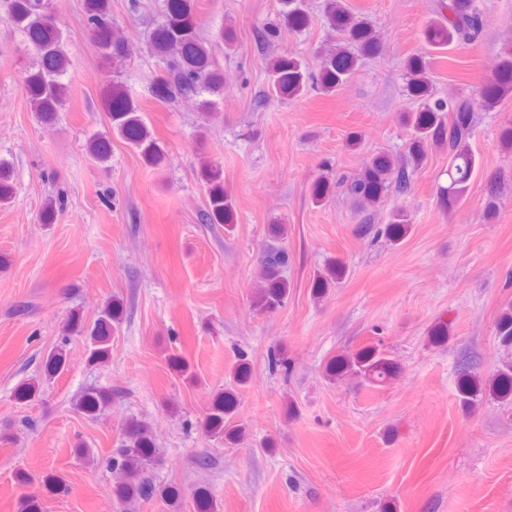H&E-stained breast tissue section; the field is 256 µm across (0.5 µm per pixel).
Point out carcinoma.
I'll list each match as a JSON object with an SVG mask.
<instances>
[{
    "mask_svg": "<svg viewBox=\"0 0 512 512\" xmlns=\"http://www.w3.org/2000/svg\"><path fill=\"white\" fill-rule=\"evenodd\" d=\"M282 25L293 32L306 29L310 15L305 0H284ZM7 20L25 34L27 42L39 59L37 70L26 75L25 81L32 94L36 111L54 113L66 97L63 77L71 65L65 49L63 33L58 22L51 19L47 0H6ZM327 22L341 36L343 45L328 50L320 57L318 73L308 63L288 55H275L268 61L269 94L276 97L299 98L312 86L324 94L341 89L352 77L361 58L381 51L376 31L366 20L354 15L346 0H324ZM434 20L424 32L427 50L446 51L461 43L474 41L483 28V15L475 0H436ZM88 23L96 33L97 44L103 55L121 57L128 54L125 43L112 29L108 0H87ZM280 25V26H282ZM280 26L264 25L258 32L260 46L270 49L280 38ZM153 53L163 64V73L156 76L155 86L163 87L164 95L194 97L203 111L212 109V97L224 92V73L215 68L212 42L198 32L191 0H166L165 20L151 34ZM110 92L106 101L113 127L129 143L140 149L149 159L161 153L158 142L139 115V108L119 75L109 80ZM407 90L418 101V106L401 113V124L408 130L407 150L400 157L387 153L369 156L353 177L344 180L345 191L356 210L375 209L386 194L405 195L411 189L413 175L426 163L432 150H448V184L440 188V199L453 209L463 202L471 187L479 162L471 148L470 139L475 113L489 112L504 99L512 96V46L504 48L496 77L473 96L455 93L446 98L437 97L428 76L426 55H414L407 63ZM90 155L101 163L109 161L111 144L106 138H93L87 144ZM208 187L206 219L212 224L234 223L236 204L224 192L219 168L211 166L204 171ZM331 185L325 179L315 182L311 190L312 204L321 207L328 202ZM411 217L398 207L390 212L384 229L390 243L397 246L409 234ZM288 265V253L279 247H269L260 264L261 285L253 299L258 312H269L280 307L288 298L289 282L283 270ZM343 270L333 266L315 274L311 289L321 298L337 287ZM122 306L115 300L99 312L92 327L87 328L76 314L71 316L67 331L85 337L88 360L104 362L111 356L112 330L120 320ZM497 336L512 344V304L500 314L496 323ZM67 365V353L61 347L52 348L46 358L45 370L52 376ZM397 374V366L387 353L376 345L332 360L326 369L332 381L347 376L361 378L369 383H384ZM42 381L31 378L19 386L17 395L33 400L41 394ZM458 391L466 403L489 393L503 402L512 401V365L499 369L489 380L483 379L472 367L465 366L459 373ZM111 394L102 389L84 392L75 402L78 412L94 418L109 404ZM235 414V396L226 390L220 393L205 419L208 434L228 432L235 435L237 427L227 428ZM156 448L149 427L131 422L124 433L121 447L112 456V469L121 474L115 487L116 496L124 501L150 500L160 495L168 499L179 496L172 487H160L145 476L144 468Z\"/></svg>",
    "mask_w": 512,
    "mask_h": 512,
    "instance_id": "carcinoma-1",
    "label": "carcinoma"
}]
</instances>
